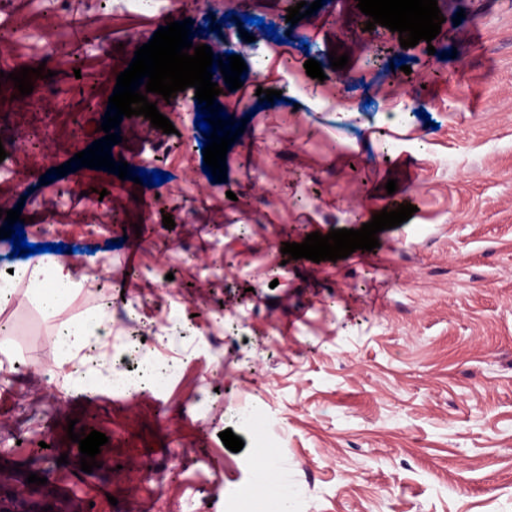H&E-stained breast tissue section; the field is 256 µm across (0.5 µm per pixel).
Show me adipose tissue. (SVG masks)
Returning <instances> with one entry per match:
<instances>
[{"instance_id":"1","label":"adipose tissue","mask_w":512,"mask_h":512,"mask_svg":"<svg viewBox=\"0 0 512 512\" xmlns=\"http://www.w3.org/2000/svg\"><path fill=\"white\" fill-rule=\"evenodd\" d=\"M97 275L79 272L73 257L29 260L14 265L0 279V312L23 295L41 318L54 322L52 370L62 373L66 388L94 390L111 382L115 372L106 349L112 344V308L103 303L86 314L61 320L65 307L98 288Z\"/></svg>"}]
</instances>
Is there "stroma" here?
<instances>
[{"mask_svg":"<svg viewBox=\"0 0 512 512\" xmlns=\"http://www.w3.org/2000/svg\"><path fill=\"white\" fill-rule=\"evenodd\" d=\"M56 2L29 0L12 55L36 65L52 42L62 106L25 101L0 123L10 168L28 176L26 239L95 247L82 260L123 281L139 316L130 330L196 318L184 335L145 338L176 363L163 388L101 389L73 405L48 369V323L15 303L29 336L25 366L0 372V512H229V495L271 459L291 512H512V0H438L447 36L406 49V72L386 55L398 33L380 28L361 51L359 0H334L332 23L317 11L290 27L294 70L269 63L275 83L324 90L338 73L329 52L348 54L334 105L313 118L278 108L250 117L277 153L232 144L223 182L200 173L201 151L182 152L184 115L167 111L175 131L162 169L174 178L154 191L103 171L45 186L35 177L42 155L69 157L99 137L97 103L133 57L105 30H154L113 0H86L88 25L74 39ZM310 58L325 81L307 75ZM354 103L368 128L346 118ZM281 182L289 194L258 201L259 185ZM106 185L108 219L91 194ZM155 192L166 208L145 206ZM374 195L416 208L379 232V248L284 260L283 243L359 229ZM122 241L139 250L130 276L117 265ZM249 410L283 439L258 447L237 418ZM74 419L108 439L90 473L67 436ZM228 429L240 451L220 439ZM32 472L51 479L27 483Z\"/></svg>","mask_w":512,"mask_h":512,"instance_id":"1","label":"stroma"}]
</instances>
